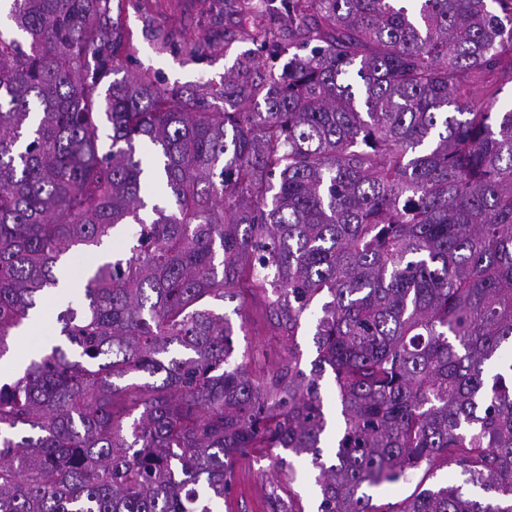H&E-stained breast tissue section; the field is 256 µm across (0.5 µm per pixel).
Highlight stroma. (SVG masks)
<instances>
[{
    "label": "stroma",
    "instance_id": "stroma-1",
    "mask_svg": "<svg viewBox=\"0 0 512 512\" xmlns=\"http://www.w3.org/2000/svg\"><path fill=\"white\" fill-rule=\"evenodd\" d=\"M178 0H157L153 20H146L141 11L128 8L125 16L126 28L132 34L129 53L131 70L161 75L171 86L202 88L208 81L221 82L229 71L241 43L233 36L244 26L257 23L280 28L282 18L271 0H261L259 18L239 13L236 0H220L216 9L209 13L182 14L177 8ZM176 27L183 37H202L218 45V52L208 59L195 62L175 53L160 49L157 31L163 27ZM244 324L242 332L234 338L237 349L248 347L263 352L269 363H276L288 349L287 338L278 335L260 299H247L243 306ZM293 476L277 473L270 457L246 456L239 458L231 478V490L224 498L223 512H275L278 502L292 501L298 512H316L319 490L314 484L315 471L308 456L292 459ZM462 478L454 469L440 467L424 473L417 472L408 480L394 486L373 488L371 495L376 504L395 506L412 494L417 487L435 489L446 484L461 483Z\"/></svg>",
    "mask_w": 512,
    "mask_h": 512
}]
</instances>
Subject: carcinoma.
<instances>
[{"instance_id":"carcinoma-1","label":"carcinoma","mask_w":512,"mask_h":512,"mask_svg":"<svg viewBox=\"0 0 512 512\" xmlns=\"http://www.w3.org/2000/svg\"><path fill=\"white\" fill-rule=\"evenodd\" d=\"M129 5L3 0L0 357L76 248L133 234L0 382V512H221L274 448L311 458L317 512H385L367 489L439 463L463 483L394 512H512V108L470 92L512 0H280L288 31L239 30L208 93L128 70ZM250 294L288 333L273 368L212 308ZM314 332L315 322L309 318L302 322L298 335L295 337V342L302 353L301 368L306 372L310 370L311 361L317 356L316 345L313 340Z\"/></svg>"}]
</instances>
